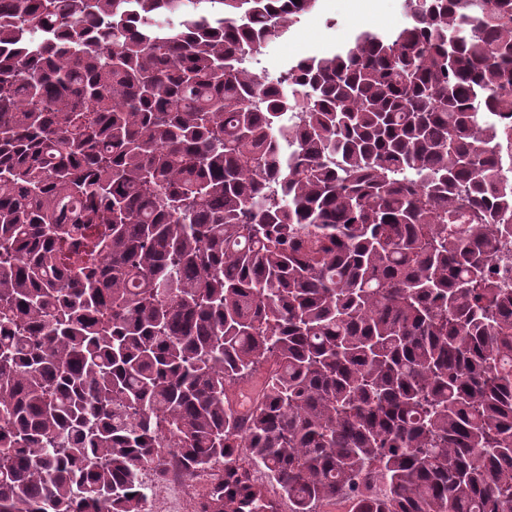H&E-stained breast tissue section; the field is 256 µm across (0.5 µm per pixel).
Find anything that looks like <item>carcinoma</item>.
Here are the masks:
<instances>
[{
    "label": "carcinoma",
    "mask_w": 512,
    "mask_h": 512,
    "mask_svg": "<svg viewBox=\"0 0 512 512\" xmlns=\"http://www.w3.org/2000/svg\"><path fill=\"white\" fill-rule=\"evenodd\" d=\"M405 2L287 95L317 0H0V512H512V0ZM298 24L291 27L288 37L276 38L268 41L264 52L258 57L260 64L257 65L259 69H263L265 74L272 80H276L283 66L287 65L288 61H292V56L301 53L306 48L309 39L294 42L293 38ZM288 43V57L283 56V47ZM179 488V499L176 507L171 506L167 498H157L153 489L151 496L147 502L146 512H193L189 510L190 490L189 485L175 484Z\"/></svg>",
    "instance_id": "carcinoma-1"
}]
</instances>
